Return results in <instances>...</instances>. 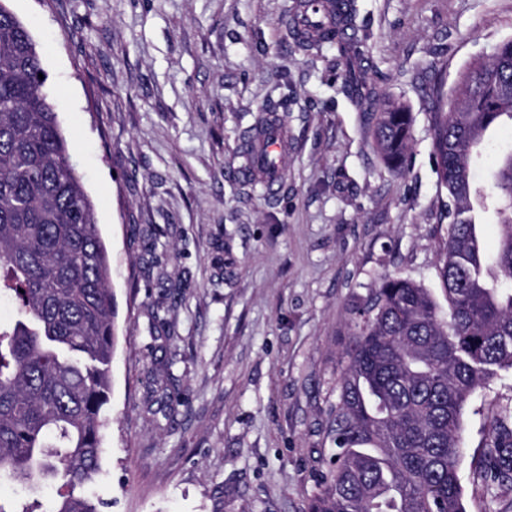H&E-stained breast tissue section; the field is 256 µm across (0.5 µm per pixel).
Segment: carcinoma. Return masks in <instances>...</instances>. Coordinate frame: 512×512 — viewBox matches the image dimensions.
Listing matches in <instances>:
<instances>
[{
  "mask_svg": "<svg viewBox=\"0 0 512 512\" xmlns=\"http://www.w3.org/2000/svg\"><path fill=\"white\" fill-rule=\"evenodd\" d=\"M346 58L344 89L366 95L361 52ZM499 76L474 88L482 62L458 75L430 113L436 173L448 190V240L438 275L448 303L412 280L386 276L355 313L330 429L336 454L308 512H466L459 477L462 410L499 369H512V151L497 159V252L485 253L474 150L490 129L512 126L505 85L512 39L497 49ZM40 53L0 2V298L15 316L0 322V480L60 483L52 512H100L77 493L99 472L108 425L116 339L111 258L94 206L70 162L54 102L38 75ZM375 152L406 168L412 114L387 100L364 113ZM483 480L512 487V425L495 423Z\"/></svg>",
  "mask_w": 512,
  "mask_h": 512,
  "instance_id": "cac0c4a2",
  "label": "carcinoma"
}]
</instances>
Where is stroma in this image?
Here are the masks:
<instances>
[{"mask_svg": "<svg viewBox=\"0 0 512 512\" xmlns=\"http://www.w3.org/2000/svg\"><path fill=\"white\" fill-rule=\"evenodd\" d=\"M293 0H7L36 41L112 256V423L85 496L111 512H308L354 311L382 278L444 303L448 194L428 114L512 39V0H356L374 98L412 113L408 168L376 158L333 44ZM288 120L273 196L240 173L258 113ZM512 369L463 410L467 512H512L479 476Z\"/></svg>", "mask_w": 512, "mask_h": 512, "instance_id": "35a3bbf8", "label": "stroma"}]
</instances>
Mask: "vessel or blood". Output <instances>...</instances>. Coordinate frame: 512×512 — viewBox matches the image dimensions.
Returning <instances> with one entry per match:
<instances>
[{
    "label": "vessel or blood",
    "instance_id": "1",
    "mask_svg": "<svg viewBox=\"0 0 512 512\" xmlns=\"http://www.w3.org/2000/svg\"><path fill=\"white\" fill-rule=\"evenodd\" d=\"M344 4L345 0H293L287 25L298 38L321 43L325 28L343 25ZM287 152L286 120L268 115L248 141L243 171L264 192H272L283 177Z\"/></svg>",
    "mask_w": 512,
    "mask_h": 512
}]
</instances>
